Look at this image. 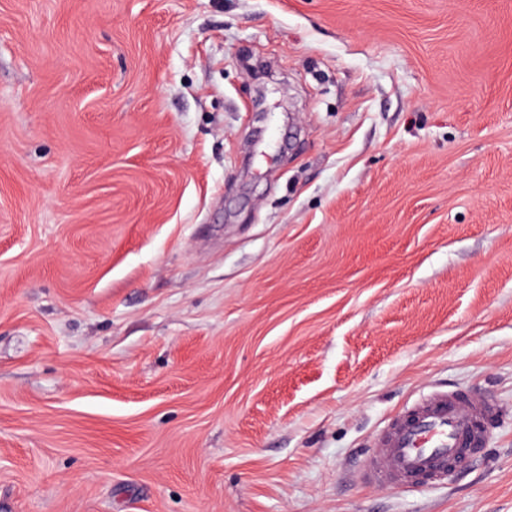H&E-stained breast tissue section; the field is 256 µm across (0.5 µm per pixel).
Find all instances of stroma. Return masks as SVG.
<instances>
[{
    "mask_svg": "<svg viewBox=\"0 0 512 512\" xmlns=\"http://www.w3.org/2000/svg\"><path fill=\"white\" fill-rule=\"evenodd\" d=\"M0 512H512V0H0ZM500 415L479 393L433 392L390 419L364 475L371 483L397 488L449 482L460 462L467 463L487 443L486 425Z\"/></svg>",
    "mask_w": 512,
    "mask_h": 512,
    "instance_id": "obj_1",
    "label": "stroma"
}]
</instances>
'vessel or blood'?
<instances>
[{
  "label": "vessel or blood",
  "instance_id": "b4317fda",
  "mask_svg": "<svg viewBox=\"0 0 512 512\" xmlns=\"http://www.w3.org/2000/svg\"><path fill=\"white\" fill-rule=\"evenodd\" d=\"M500 409L474 392L436 391L388 422L363 472L369 482L397 488L451 481L488 440Z\"/></svg>",
  "mask_w": 512,
  "mask_h": 512
}]
</instances>
